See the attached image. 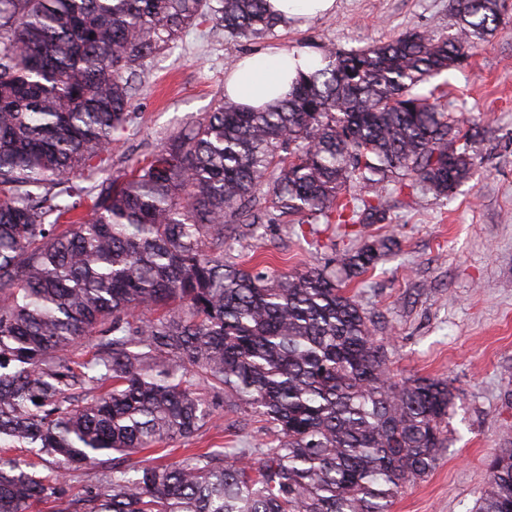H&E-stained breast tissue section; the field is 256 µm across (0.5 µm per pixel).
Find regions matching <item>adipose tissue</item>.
Instances as JSON below:
<instances>
[{"label": "adipose tissue", "instance_id": "ef3b65f1", "mask_svg": "<svg viewBox=\"0 0 512 512\" xmlns=\"http://www.w3.org/2000/svg\"><path fill=\"white\" fill-rule=\"evenodd\" d=\"M311 53L259 50L244 56L224 80V92L241 106L261 109L275 105L302 74L320 68Z\"/></svg>", "mask_w": 512, "mask_h": 512}]
</instances>
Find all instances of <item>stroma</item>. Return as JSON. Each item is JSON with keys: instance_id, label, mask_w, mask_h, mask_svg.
<instances>
[{"instance_id": "stroma-1", "label": "stroma", "mask_w": 512, "mask_h": 512, "mask_svg": "<svg viewBox=\"0 0 512 512\" xmlns=\"http://www.w3.org/2000/svg\"><path fill=\"white\" fill-rule=\"evenodd\" d=\"M409 30L452 37L454 0H336L333 14L290 21L250 40L226 38L211 20L189 26L143 60L134 117L112 150V170L122 172L213 111L226 73L243 54L270 47L319 55L356 50ZM433 83L444 90L447 111L486 130L482 167L453 198L390 202L386 221L362 226L353 240L330 230L310 234L291 217L266 225L262 236L237 237L224 259L334 270L349 246L395 240L392 252L348 289L370 316L393 374L449 378L458 398L435 469L408 487L392 512H476L489 479L486 462L512 437V0L488 41ZM234 419L216 408L190 447H261V425L235 429Z\"/></svg>"}]
</instances>
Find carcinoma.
<instances>
[{"label":"carcinoma","instance_id":"obj_1","mask_svg":"<svg viewBox=\"0 0 512 512\" xmlns=\"http://www.w3.org/2000/svg\"><path fill=\"white\" fill-rule=\"evenodd\" d=\"M215 2L0 0V512H391L448 447L451 381L391 374L336 274L245 271L224 245L278 215L349 237L394 195L472 179L479 133L415 89L461 66L505 0H455L451 40L328 49L276 108L224 97L112 174L144 58L209 16L234 39L284 23L267 0ZM393 245L338 262L357 277ZM220 400L272 437L138 457ZM488 469L477 512H512V448Z\"/></svg>","mask_w":512,"mask_h":512}]
</instances>
